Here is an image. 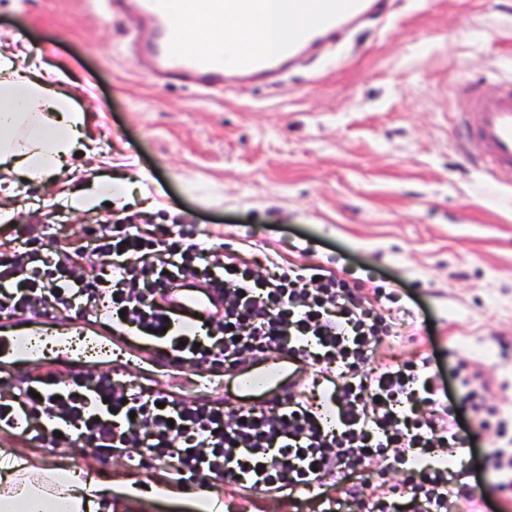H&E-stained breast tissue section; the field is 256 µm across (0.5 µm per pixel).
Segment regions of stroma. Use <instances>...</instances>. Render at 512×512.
Listing matches in <instances>:
<instances>
[{"label": "stroma", "instance_id": "35a3bbf8", "mask_svg": "<svg viewBox=\"0 0 512 512\" xmlns=\"http://www.w3.org/2000/svg\"><path fill=\"white\" fill-rule=\"evenodd\" d=\"M135 13L107 16L89 0H0V51L21 68H50L83 95L85 152L47 183H22L6 203L20 224H53L61 243L117 214L185 233L244 257L279 254L357 281L362 294L394 293L412 318L380 347L382 361L427 355L447 408L467 365L504 432L453 469H480L491 512H512V493L481 470L512 436V189L490 188L456 146L461 78L493 89L512 75V0H388L322 61L276 87L242 85L205 95L155 83L124 48ZM118 179L127 198L73 212L61 195ZM29 464L77 458L113 486L158 488L146 500L113 499L112 512H195L191 497L163 494L166 473L130 469L112 455L44 448L0 432V452ZM226 512H314L258 489L212 484Z\"/></svg>", "mask_w": 512, "mask_h": 512}]
</instances>
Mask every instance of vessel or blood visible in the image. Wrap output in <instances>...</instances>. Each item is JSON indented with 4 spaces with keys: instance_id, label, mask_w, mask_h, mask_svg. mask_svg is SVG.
I'll return each instance as SVG.
<instances>
[{
    "instance_id": "obj_1",
    "label": "vessel or blood",
    "mask_w": 512,
    "mask_h": 512,
    "mask_svg": "<svg viewBox=\"0 0 512 512\" xmlns=\"http://www.w3.org/2000/svg\"><path fill=\"white\" fill-rule=\"evenodd\" d=\"M100 2L115 13L135 6L137 13L151 24L148 32L134 28L130 44L134 50L148 55L153 76L221 92L245 82L264 83L319 45L335 42L346 28L381 11L384 0H297L301 15L294 19L292 34L280 52L254 51L238 56L231 63L226 62L221 52L201 53L180 44L175 33L172 0ZM211 4L219 14L245 8L254 14L267 15L276 9L274 0H211ZM459 90L465 95L461 117L466 143L477 149L475 167L498 185L512 187V82L490 90L482 83L466 81L460 84ZM165 301L172 310L194 320L208 317L218 305L219 296L213 290L189 288L180 283L167 290ZM48 334L54 335L57 353L62 357L70 353V336H91L130 354L136 367L149 366L158 371L171 368L161 348L145 350L121 341L102 322L80 319L63 325L55 318L38 315L0 329V372L20 374L46 366L47 358L30 347L29 340ZM296 373L295 362L285 356L252 371L245 368L234 371L241 397L259 404L274 401L286 392Z\"/></svg>"
}]
</instances>
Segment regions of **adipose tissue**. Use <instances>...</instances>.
<instances>
[{"instance_id": "ef3b65f1", "label": "adipose tissue", "mask_w": 512, "mask_h": 512, "mask_svg": "<svg viewBox=\"0 0 512 512\" xmlns=\"http://www.w3.org/2000/svg\"><path fill=\"white\" fill-rule=\"evenodd\" d=\"M182 36L194 49L223 52L226 59L270 50L288 28L255 14L220 16L208 0H177ZM59 72L21 69L0 54V170L42 183L84 148L86 114L75 95L61 90ZM112 482L54 466L28 465L17 454L0 455V512H109Z\"/></svg>"}]
</instances>
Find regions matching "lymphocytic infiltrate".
<instances>
[{"instance_id": "f902f5d3", "label": "lymphocytic infiltrate", "mask_w": 512, "mask_h": 512, "mask_svg": "<svg viewBox=\"0 0 512 512\" xmlns=\"http://www.w3.org/2000/svg\"><path fill=\"white\" fill-rule=\"evenodd\" d=\"M0 242V319L51 308L108 321L125 336L160 341L181 363L236 366L276 352L332 373L318 396L289 392L271 404L229 408L185 402L125 376L94 372L67 385L53 372L0 376V429L50 448L90 446L162 462L187 485L200 475L271 491L299 504L314 491L318 512H458L472 497L465 475L431 466L436 450L464 449L456 417H443L437 378L426 365L377 364L393 322L322 266L263 270L166 226L87 228L73 256L45 252L40 224H16ZM217 289L209 321L176 325L164 303L170 282ZM336 417L335 428L322 422ZM422 460L382 492L337 482L377 459Z\"/></svg>"}]
</instances>
